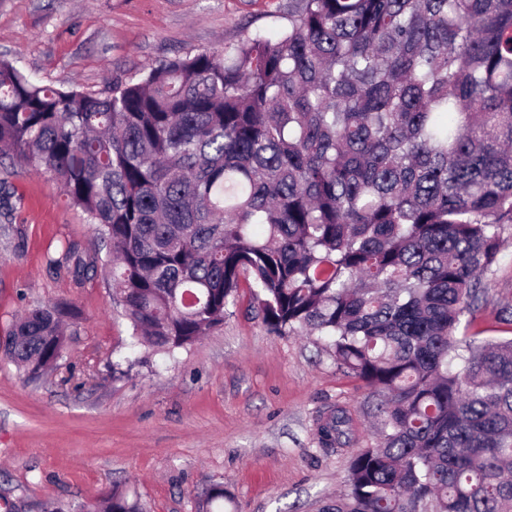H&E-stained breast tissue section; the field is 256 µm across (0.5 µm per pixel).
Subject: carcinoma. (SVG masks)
Instances as JSON below:
<instances>
[{
	"label": "carcinoma",
	"instance_id": "1",
	"mask_svg": "<svg viewBox=\"0 0 512 512\" xmlns=\"http://www.w3.org/2000/svg\"><path fill=\"white\" fill-rule=\"evenodd\" d=\"M50 175L106 244L130 347L172 357L241 278L280 336L325 338L379 398L377 445L324 512H512V338L460 333L512 225V0H289L245 35L106 94L0 59V158ZM66 303L12 322L28 378L63 357ZM319 447L352 439L338 408ZM206 503L224 506V485ZM145 512L112 490L44 512Z\"/></svg>",
	"mask_w": 512,
	"mask_h": 512
}]
</instances>
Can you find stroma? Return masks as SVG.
I'll use <instances>...</instances> for the list:
<instances>
[{
    "instance_id": "1",
    "label": "stroma",
    "mask_w": 512,
    "mask_h": 512,
    "mask_svg": "<svg viewBox=\"0 0 512 512\" xmlns=\"http://www.w3.org/2000/svg\"><path fill=\"white\" fill-rule=\"evenodd\" d=\"M288 0H0V57L45 84L107 91L150 62L222 51L243 33L277 37ZM0 337L38 302H66L79 317L52 375L30 381L0 360V500L20 512L78 504L118 489L147 512H202L198 493L223 483L238 512H322L347 490L351 459L375 446L376 400L336 366L324 340L271 333L239 290L222 326L177 360L114 378L131 327L104 272L79 275L62 246L88 258L96 237L58 184L16 161L0 165ZM470 333L508 339L512 225ZM343 407L351 442L319 448L315 422Z\"/></svg>"
}]
</instances>
